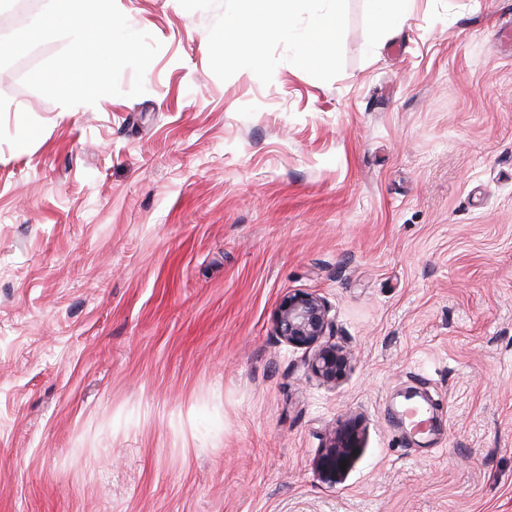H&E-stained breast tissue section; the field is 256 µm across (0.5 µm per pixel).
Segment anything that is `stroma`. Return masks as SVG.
<instances>
[{
    "label": "stroma",
    "instance_id": "obj_1",
    "mask_svg": "<svg viewBox=\"0 0 512 512\" xmlns=\"http://www.w3.org/2000/svg\"><path fill=\"white\" fill-rule=\"evenodd\" d=\"M116 3L143 95L0 69V512H512V0H348L342 72L267 85L210 70L218 9ZM299 291L337 384L275 334ZM371 16L375 23L384 26L387 25L394 13L404 11L408 0H369ZM330 308L317 294L295 292L285 295L276 310V336L288 346L312 352L311 371L327 384L345 373L351 354L332 343ZM365 429L359 417L347 416L340 421L326 453L317 463L320 480L328 485H335L363 448ZM347 463L345 470L340 465Z\"/></svg>",
    "mask_w": 512,
    "mask_h": 512
}]
</instances>
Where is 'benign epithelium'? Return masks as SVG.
I'll use <instances>...</instances> for the list:
<instances>
[{
	"label": "benign epithelium",
	"mask_w": 512,
	"mask_h": 512,
	"mask_svg": "<svg viewBox=\"0 0 512 512\" xmlns=\"http://www.w3.org/2000/svg\"><path fill=\"white\" fill-rule=\"evenodd\" d=\"M330 308L317 294L295 292L284 296L274 318L275 334L287 345L313 353L312 373L327 384H334L345 373L351 354L330 341ZM365 429L359 417L340 421L326 453L317 463L320 480L338 483L345 471L340 465L352 464L363 448Z\"/></svg>",
	"instance_id": "obj_1"
}]
</instances>
